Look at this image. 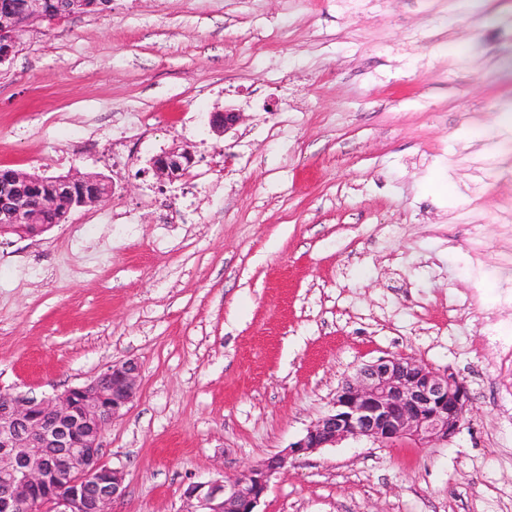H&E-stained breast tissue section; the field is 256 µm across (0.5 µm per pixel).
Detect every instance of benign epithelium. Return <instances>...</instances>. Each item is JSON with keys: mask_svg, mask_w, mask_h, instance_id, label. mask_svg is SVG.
Here are the masks:
<instances>
[{"mask_svg": "<svg viewBox=\"0 0 512 512\" xmlns=\"http://www.w3.org/2000/svg\"><path fill=\"white\" fill-rule=\"evenodd\" d=\"M28 13L23 22L0 21V66L11 63L25 33L70 19L41 15L38 0H29ZM241 119V113L226 109L210 113L209 124L225 135ZM194 164L193 152L179 147L148 160L153 174L169 183L189 174ZM84 180L98 191L89 197L72 194L71 186ZM40 184L50 192L35 195L21 188L0 204V236L28 238L30 225L46 232L53 225L41 223L42 212L63 203L70 216L105 201L114 190L111 178L99 173L29 177V186ZM139 380L140 366L126 360L59 394L1 391L0 512H112L124 492V474L102 462V438L134 400ZM471 404L467 384L455 374L437 372L407 354L381 357L345 380L332 410L285 450L239 473L188 484L185 512H258L272 478L290 461L347 438H366L380 447L446 443L460 431Z\"/></svg>", "mask_w": 512, "mask_h": 512, "instance_id": "7a95c632", "label": "benign epithelium"}]
</instances>
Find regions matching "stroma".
I'll return each instance as SVG.
<instances>
[{
    "instance_id": "stroma-1",
    "label": "stroma",
    "mask_w": 512,
    "mask_h": 512,
    "mask_svg": "<svg viewBox=\"0 0 512 512\" xmlns=\"http://www.w3.org/2000/svg\"><path fill=\"white\" fill-rule=\"evenodd\" d=\"M0 165L115 185L0 238V392L141 366L112 512H183L397 354L467 383L460 432L300 456L261 512H512V0H112L0 68ZM241 119V112L224 109V112L211 113L209 124L213 132L226 135L240 123ZM195 155L188 148L175 147L151 157L148 166L162 182L173 183L189 174L194 167Z\"/></svg>"
}]
</instances>
